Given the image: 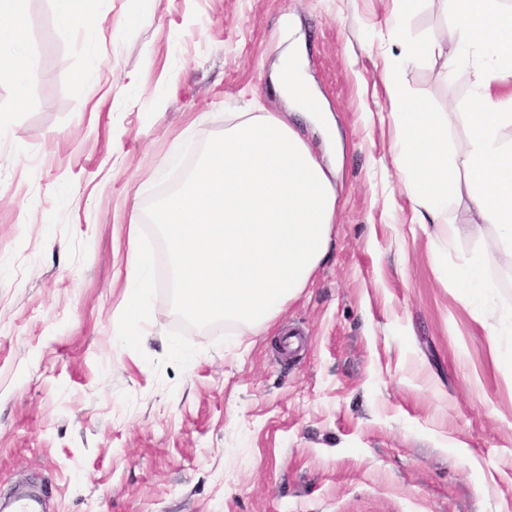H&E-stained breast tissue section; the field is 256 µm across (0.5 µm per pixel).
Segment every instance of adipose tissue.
I'll use <instances>...</instances> for the list:
<instances>
[{
    "instance_id": "ef3b65f1",
    "label": "adipose tissue",
    "mask_w": 512,
    "mask_h": 512,
    "mask_svg": "<svg viewBox=\"0 0 512 512\" xmlns=\"http://www.w3.org/2000/svg\"><path fill=\"white\" fill-rule=\"evenodd\" d=\"M454 20L445 34L402 43L388 64L396 69L439 56L449 73L473 69L470 109L457 113L462 139H448L447 113L407 94L395 79L386 86L392 110L380 115L395 132L393 165L403 180L413 222L429 241L460 230L482 243L451 271L461 300L475 304L490 283V261L512 267V0H445ZM0 82L16 91L35 76L37 60L24 37L20 0H0ZM304 49L294 46L275 84L303 106L304 119L327 130L331 118L304 72ZM335 166L321 164L295 125L271 112H228L214 139L183 183L150 208L170 258L174 302L197 322L235 323L260 333L298 296L324 262L336 221ZM466 196L470 224L448 216ZM148 261L132 246L126 265L128 333L139 335L151 290Z\"/></svg>"
}]
</instances>
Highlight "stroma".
I'll return each mask as SVG.
<instances>
[{
	"mask_svg": "<svg viewBox=\"0 0 512 512\" xmlns=\"http://www.w3.org/2000/svg\"><path fill=\"white\" fill-rule=\"evenodd\" d=\"M86 0L63 25L24 0L39 59L24 104L0 83V503L43 512H512V340L457 298L481 247L412 236L374 121L401 25L451 26L442 0ZM302 41L337 130V219L311 283L260 335L176 311L150 261L148 339L125 335L132 205L177 182L228 112H290L274 65ZM394 77L465 112L471 69Z\"/></svg>",
	"mask_w": 512,
	"mask_h": 512,
	"instance_id": "obj_1",
	"label": "stroma"
}]
</instances>
